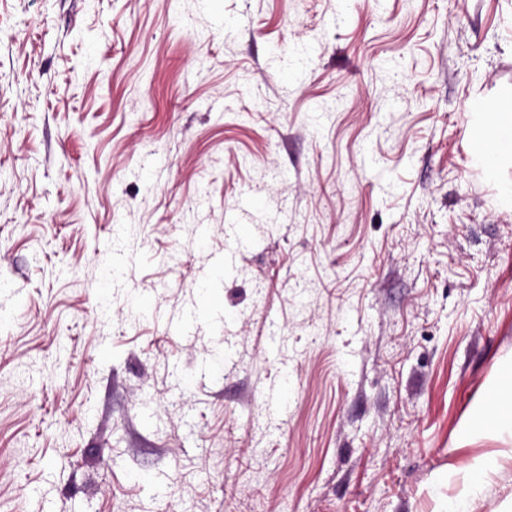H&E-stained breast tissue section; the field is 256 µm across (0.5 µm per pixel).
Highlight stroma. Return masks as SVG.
<instances>
[{"label":"stroma","instance_id":"obj_1","mask_svg":"<svg viewBox=\"0 0 512 512\" xmlns=\"http://www.w3.org/2000/svg\"><path fill=\"white\" fill-rule=\"evenodd\" d=\"M510 92L512 0H0V512H512ZM471 127L483 146L471 144L478 159L489 175L496 174L502 158H512V97L502 103L496 112L475 113Z\"/></svg>","mask_w":512,"mask_h":512}]
</instances>
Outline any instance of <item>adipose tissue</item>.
Listing matches in <instances>:
<instances>
[{
  "mask_svg": "<svg viewBox=\"0 0 512 512\" xmlns=\"http://www.w3.org/2000/svg\"><path fill=\"white\" fill-rule=\"evenodd\" d=\"M474 126L480 141L474 152L488 174H496L502 158H512V98L497 111L476 113Z\"/></svg>",
  "mask_w": 512,
  "mask_h": 512,
  "instance_id": "obj_1",
  "label": "adipose tissue"
}]
</instances>
